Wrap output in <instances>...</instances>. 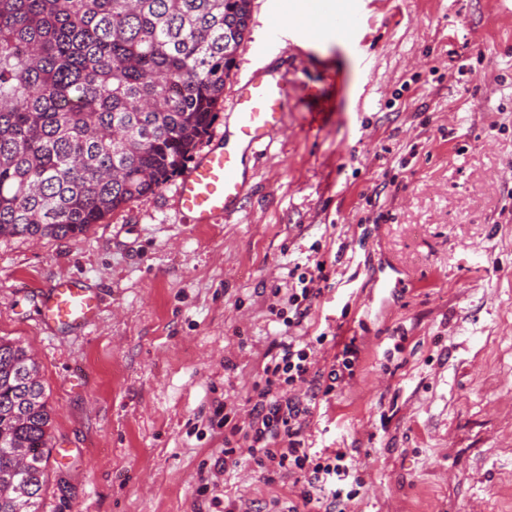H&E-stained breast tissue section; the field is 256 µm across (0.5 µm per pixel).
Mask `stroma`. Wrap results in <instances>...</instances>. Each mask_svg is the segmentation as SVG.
<instances>
[{
    "mask_svg": "<svg viewBox=\"0 0 512 512\" xmlns=\"http://www.w3.org/2000/svg\"><path fill=\"white\" fill-rule=\"evenodd\" d=\"M278 0H251L243 60L290 71L285 126L242 212L198 227L177 180L77 237H0V336L40 367L53 408L40 512H286L292 479L212 470L214 409L246 420L283 333L292 270L323 261L308 336L317 366L356 343L355 374L319 396L313 450L348 449V512H512V0H353L356 44L320 34L261 55ZM341 73L322 125L300 87ZM217 110L194 152L224 135ZM101 296L80 332L40 326L56 278Z\"/></svg>",
    "mask_w": 512,
    "mask_h": 512,
    "instance_id": "obj_1",
    "label": "stroma"
}]
</instances>
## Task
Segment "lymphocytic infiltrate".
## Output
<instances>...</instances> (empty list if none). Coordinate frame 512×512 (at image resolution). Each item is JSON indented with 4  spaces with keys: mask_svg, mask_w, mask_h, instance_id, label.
Here are the masks:
<instances>
[{
    "mask_svg": "<svg viewBox=\"0 0 512 512\" xmlns=\"http://www.w3.org/2000/svg\"><path fill=\"white\" fill-rule=\"evenodd\" d=\"M315 274L299 276L298 284L288 290L291 318L285 320L286 332L275 337L264 356L262 375L254 385L247 425H239L233 409L218 405L214 416L224 436L239 438L246 452L225 446L223 455L214 463L217 471L225 472L249 460L266 481L286 474L292 477L295 498L288 503L287 512H307L308 507L324 502L325 512H347L353 492L331 486V479L346 480L349 476L344 451L323 456L311 450L305 431L316 407L319 395L332 393L346 378L352 377L357 352L345 345L336 355L329 370L315 368L313 355L324 345L325 336L307 339L299 330L308 317L314 299L322 294L318 274L324 271L323 262H316ZM308 387L306 397L290 395L296 384Z\"/></svg>",
    "mask_w": 512,
    "mask_h": 512,
    "instance_id": "1",
    "label": "lymphocytic infiltrate"
}]
</instances>
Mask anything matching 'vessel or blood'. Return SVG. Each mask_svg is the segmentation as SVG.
Listing matches in <instances>:
<instances>
[{"mask_svg": "<svg viewBox=\"0 0 512 512\" xmlns=\"http://www.w3.org/2000/svg\"><path fill=\"white\" fill-rule=\"evenodd\" d=\"M340 86L339 76L332 73L325 86L306 87L303 98L330 107ZM287 100L285 77L250 67L232 104L233 120L224 127L223 144L196 160L177 185L179 209L192 223L220 224L241 211L249 163L279 131ZM100 305L98 291L72 276L54 280L36 296L39 322L48 329L84 330L97 319Z\"/></svg>", "mask_w": 512, "mask_h": 512, "instance_id": "1", "label": "vessel or blood"}]
</instances>
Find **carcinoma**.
Listing matches in <instances>:
<instances>
[{
  "label": "carcinoma",
  "instance_id": "1",
  "mask_svg": "<svg viewBox=\"0 0 512 512\" xmlns=\"http://www.w3.org/2000/svg\"><path fill=\"white\" fill-rule=\"evenodd\" d=\"M250 0H0V236L66 238L185 168ZM53 409L0 338V512H39Z\"/></svg>",
  "mask_w": 512,
  "mask_h": 512
}]
</instances>
